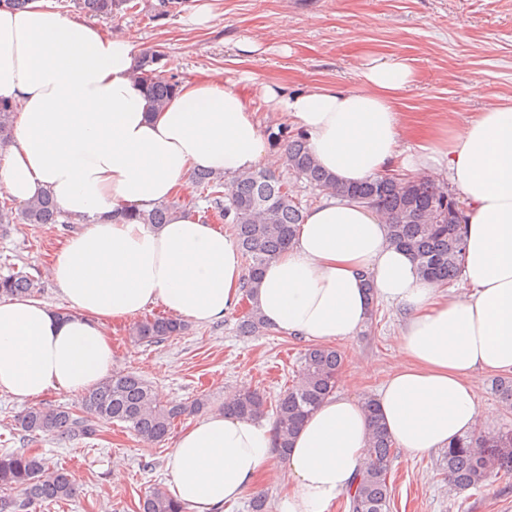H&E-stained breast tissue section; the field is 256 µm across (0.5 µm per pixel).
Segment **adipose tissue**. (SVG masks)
I'll use <instances>...</instances> for the list:
<instances>
[{
	"label": "adipose tissue",
	"instance_id": "adipose-tissue-1",
	"mask_svg": "<svg viewBox=\"0 0 512 512\" xmlns=\"http://www.w3.org/2000/svg\"><path fill=\"white\" fill-rule=\"evenodd\" d=\"M140 52L45 0L0 10V101L17 105L0 184L17 201L54 198L81 231L50 267L69 316L29 297L0 301V392L35 400L81 393L113 369L109 322L161 305L196 324L223 319L242 296V255L224 229L182 214L160 225L112 213L171 199L198 169L232 176L274 165L254 110L225 81L188 83L155 112L135 72ZM355 89L315 85L262 98L307 136L342 185L398 169L447 174L465 201L464 293L442 292L410 254L390 244L380 214L335 199L306 212L289 247L265 267L252 302L273 330L316 344L356 336L373 305L405 320L396 365L374 396L395 446L427 454L484 420L477 382L512 372V104L432 127L402 149L400 94L407 59L367 54ZM369 420L360 398L332 394L284 458L278 512H329L355 489ZM263 420L212 413L177 439L168 492L191 512H224L274 458Z\"/></svg>",
	"mask_w": 512,
	"mask_h": 512
}]
</instances>
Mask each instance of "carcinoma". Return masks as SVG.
Here are the masks:
<instances>
[{
  "instance_id": "1",
  "label": "carcinoma",
  "mask_w": 512,
  "mask_h": 512,
  "mask_svg": "<svg viewBox=\"0 0 512 512\" xmlns=\"http://www.w3.org/2000/svg\"><path fill=\"white\" fill-rule=\"evenodd\" d=\"M74 8L90 16L114 18L137 8L136 0H68ZM184 0H157L149 19L160 20L181 7ZM162 53L146 50L140 62V78L157 107L165 106L178 92L181 81L161 70ZM17 107L0 102V148L12 139ZM275 138L285 141V162L299 180L320 193L340 195L378 210L389 224L392 245L412 254L420 272L443 285L461 274L465 242L462 217L456 210L451 190L428 180L377 177L358 185H340L336 177L315 161L302 133L292 134L282 127ZM198 195L188 201L175 199L148 210L116 213V219L141 224H166L187 210H194L201 221L215 219L229 226L234 242L248 261L242 284L243 295L251 298L263 269L291 243L303 222L305 209L294 196L288 181L265 170L236 176L225 190L224 175L200 171L192 176ZM24 224H66L68 216L54 200L43 195L27 202L18 216L0 206V224L14 220ZM40 290L34 276L18 271L0 277V295L33 297ZM186 324L169 316H153L137 322L130 335L136 341L158 343L178 336ZM243 336L268 332L258 310L251 306L238 326ZM343 354L331 346L312 345L302 356L297 378L274 401L276 448L284 455L305 418L332 394L338 383ZM494 392L505 406L512 408V377H499ZM199 398L189 405L163 404L150 385L133 372H115L89 388L79 411L57 406H30L15 419V429L25 437L58 432L75 439L96 436L97 422L126 425L145 444L160 443L170 434L175 422L187 413L205 408ZM369 413L367 458L356 488L348 491V512H389L390 469L393 443L381 423L372 398H365ZM267 397L258 390H243L224 401V413L243 420L264 415ZM439 467L454 491L481 489L496 472L512 477V428L492 434H472L448 446ZM76 493L69 471L50 466L37 454L25 451L0 454V512H29L36 505H53ZM139 512H186V506L159 491H150L139 501Z\"/></svg>"
}]
</instances>
